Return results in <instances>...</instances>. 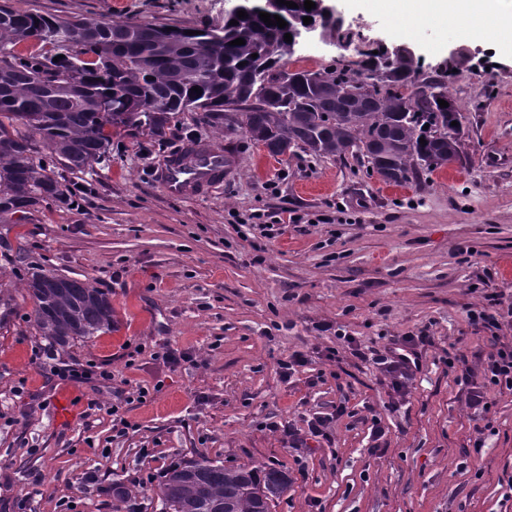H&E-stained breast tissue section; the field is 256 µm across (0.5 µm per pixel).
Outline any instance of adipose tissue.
I'll return each mask as SVG.
<instances>
[{
  "mask_svg": "<svg viewBox=\"0 0 512 512\" xmlns=\"http://www.w3.org/2000/svg\"><path fill=\"white\" fill-rule=\"evenodd\" d=\"M384 4L387 11L441 26L463 14L477 19L479 30L512 45V0H384Z\"/></svg>",
  "mask_w": 512,
  "mask_h": 512,
  "instance_id": "obj_1",
  "label": "adipose tissue"
}]
</instances>
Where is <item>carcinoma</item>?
Here are the masks:
<instances>
[{
    "label": "carcinoma",
    "instance_id": "1",
    "mask_svg": "<svg viewBox=\"0 0 512 512\" xmlns=\"http://www.w3.org/2000/svg\"><path fill=\"white\" fill-rule=\"evenodd\" d=\"M193 30L99 25L0 5V224H17L30 208L65 196L50 176L57 165L89 168L107 157L113 134L161 136L184 112L222 120L224 135L242 131L274 156L294 148L350 154L396 184L420 183L454 155L448 135L436 132L462 122L461 109L445 76L422 75L412 59L379 47L362 53L356 70L338 60L293 71L295 43L284 41L291 29L269 27L257 12L245 19L228 12L224 25ZM237 38L245 44L229 45ZM28 43L37 50L16 51ZM72 70L74 80L61 78ZM52 278L36 270L25 284L40 335L65 346L112 330L106 293L74 278L58 288ZM287 489L283 470L201 459L171 468L157 497L161 512H271Z\"/></svg>",
    "mask_w": 512,
    "mask_h": 512
}]
</instances>
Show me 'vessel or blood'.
Here are the masks:
<instances>
[{"label": "vessel or blood", "instance_id": "b4317fda", "mask_svg": "<svg viewBox=\"0 0 512 512\" xmlns=\"http://www.w3.org/2000/svg\"><path fill=\"white\" fill-rule=\"evenodd\" d=\"M234 159L222 148L211 144H189L167 157L154 176L171 197L194 199L224 182V172Z\"/></svg>", "mask_w": 512, "mask_h": 512}]
</instances>
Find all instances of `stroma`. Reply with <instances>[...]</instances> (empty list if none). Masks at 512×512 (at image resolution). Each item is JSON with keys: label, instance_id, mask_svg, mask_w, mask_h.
Returning <instances> with one entry per match:
<instances>
[{"label": "stroma", "instance_id": "stroma-1", "mask_svg": "<svg viewBox=\"0 0 512 512\" xmlns=\"http://www.w3.org/2000/svg\"><path fill=\"white\" fill-rule=\"evenodd\" d=\"M50 16L223 25L226 0H9ZM338 41L296 53L290 69L319 70L360 50L406 43L425 74L448 69V51L469 48L479 65L448 81L464 111L463 161L422 185L367 174L353 157L298 151L273 156L244 133L184 113L164 136L118 134L105 161L58 170L73 196L24 221L0 224L18 238L17 265L0 266L12 310L0 324V512H121L113 482L137 512H159L158 484L171 465L207 458L228 468L286 470L288 491L272 512H512V393L495 395L483 448L474 411L446 358L480 371L490 330L468 309L488 293L512 304V46L416 21L393 30L381 0H334ZM192 141L232 151L237 164L211 195L167 196L152 177ZM301 217L303 228L289 226ZM285 225L253 238V220ZM86 279L112 301V329L60 347L39 336L34 303L15 266ZM427 334L421 370L393 397L373 364L342 335L384 349ZM191 355L173 368L162 347ZM338 349L336 362L323 353ZM310 362L290 380L279 363ZM97 364L111 380L48 375L43 354ZM145 390L143 400L125 393ZM130 422L112 428L107 409ZM346 412L332 440L291 448L277 424ZM385 434L374 438L373 423Z\"/></svg>", "mask_w": 512, "mask_h": 512}]
</instances>
